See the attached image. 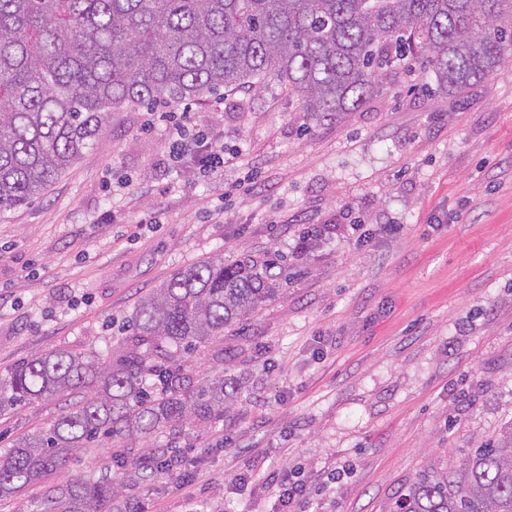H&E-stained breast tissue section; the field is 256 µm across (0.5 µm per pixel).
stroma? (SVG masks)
Returning <instances> with one entry per match:
<instances>
[{
    "instance_id": "stroma-1",
    "label": "stroma",
    "mask_w": 512,
    "mask_h": 512,
    "mask_svg": "<svg viewBox=\"0 0 512 512\" xmlns=\"http://www.w3.org/2000/svg\"><path fill=\"white\" fill-rule=\"evenodd\" d=\"M188 106L223 171L174 157L150 105L122 106L43 196L0 212V377L55 349L122 350L138 300L198 260L271 256L281 294L184 356L191 385L240 397L205 426L77 449L0 512L102 474L147 512H285L272 471L305 484L296 512H393L419 473L512 423V65L448 97L418 64L338 116L273 80L167 109ZM64 407L0 417V441ZM151 448L192 483L135 482Z\"/></svg>"
}]
</instances>
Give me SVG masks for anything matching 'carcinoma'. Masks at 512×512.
Instances as JSON below:
<instances>
[{
	"instance_id": "obj_1",
	"label": "carcinoma",
	"mask_w": 512,
	"mask_h": 512,
	"mask_svg": "<svg viewBox=\"0 0 512 512\" xmlns=\"http://www.w3.org/2000/svg\"><path fill=\"white\" fill-rule=\"evenodd\" d=\"M431 67L461 95L512 61V0H0V211L43 195L95 144L107 112L176 103L266 79L301 111L353 112L397 62ZM275 262L208 257L143 297L129 350H51L0 379V415L80 399L0 453V501L67 465L99 435L132 441L191 415L205 425L238 398L224 379L191 389L181 353L239 330L282 287ZM106 475L50 486L27 512H143L112 501ZM395 512H512V425L458 468L422 472Z\"/></svg>"
}]
</instances>
